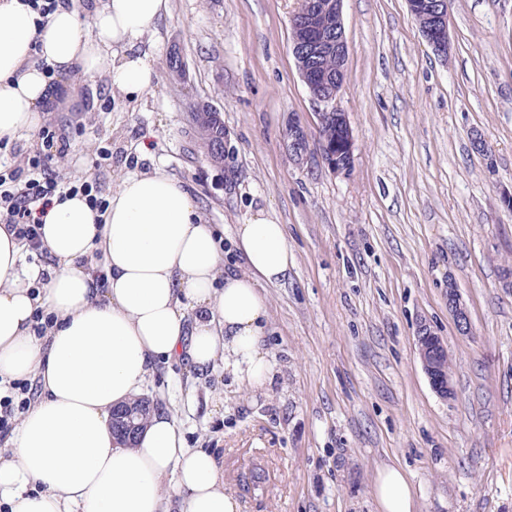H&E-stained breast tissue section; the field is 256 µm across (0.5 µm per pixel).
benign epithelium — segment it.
Segmentation results:
<instances>
[{
	"instance_id": "1",
	"label": "benign epithelium",
	"mask_w": 512,
	"mask_h": 512,
	"mask_svg": "<svg viewBox=\"0 0 512 512\" xmlns=\"http://www.w3.org/2000/svg\"><path fill=\"white\" fill-rule=\"evenodd\" d=\"M413 16L421 18V33L434 52L448 58V0H408ZM291 23L299 36L292 41V54L310 99L316 108L314 129L318 130L331 117L342 123L343 135L336 145L312 133L299 121L288 125L287 147L298 160L317 158L334 173L347 169L335 162V155L354 156V141L345 112L338 107V99L345 81L348 44L345 37L343 0H300V8ZM334 59L336 73L317 71L316 60L322 56ZM216 108L207 103L196 104L190 112L193 134L205 133V119ZM448 309L462 333L470 330V318L465 303L454 281H448ZM417 352L432 391L442 400L454 397L451 371L448 370V347L429 324L422 322L416 333ZM146 406L131 408L119 406L112 410V431L117 439L131 442L138 435L139 413Z\"/></svg>"
}]
</instances>
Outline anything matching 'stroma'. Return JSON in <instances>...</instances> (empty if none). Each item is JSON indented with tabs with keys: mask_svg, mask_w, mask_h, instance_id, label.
I'll use <instances>...</instances> for the list:
<instances>
[{
	"mask_svg": "<svg viewBox=\"0 0 512 512\" xmlns=\"http://www.w3.org/2000/svg\"><path fill=\"white\" fill-rule=\"evenodd\" d=\"M299 4L171 0L140 42L156 62L151 89L130 101L78 72L81 109L47 118L70 141L52 163L64 181L95 180L106 198L132 173L173 176L223 239L225 269L240 268L235 230L257 210L287 228L295 266L263 290L272 388L220 367L193 382L175 364L143 395L177 415L189 447L216 453L240 512H376L385 464L411 474L416 512H512V0H450L444 58L407 0H344L346 174L295 161L284 143L289 120H315L291 52ZM175 46L183 82L167 69ZM200 101L229 134L220 168L189 133ZM452 281L467 335L448 310ZM422 320L448 345L447 402L418 357Z\"/></svg>",
	"mask_w": 512,
	"mask_h": 512,
	"instance_id": "35a3bbf8",
	"label": "stroma"
}]
</instances>
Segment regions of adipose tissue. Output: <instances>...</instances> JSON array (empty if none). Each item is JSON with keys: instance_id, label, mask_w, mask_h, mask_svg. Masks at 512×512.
I'll return each mask as SVG.
<instances>
[{"instance_id": "ef3b65f1", "label": "adipose tissue", "mask_w": 512, "mask_h": 512, "mask_svg": "<svg viewBox=\"0 0 512 512\" xmlns=\"http://www.w3.org/2000/svg\"><path fill=\"white\" fill-rule=\"evenodd\" d=\"M169 0H63L36 24L25 0H0V139L35 132L50 80L105 73L112 94L138 98L158 73L137 42ZM247 271L222 274L224 256L193 197L157 170L125 177L105 210L83 195L54 200L40 248L0 224V386L34 379L38 395L0 453L8 512H239L215 455L185 444L175 414L157 409L134 446L112 433L113 406L139 397L156 363L203 373L223 364L250 386H271L261 345L262 288L288 278L286 228L269 213L237 225ZM51 315L33 333L36 310ZM379 512H413L400 466L374 480Z\"/></svg>"}]
</instances>
